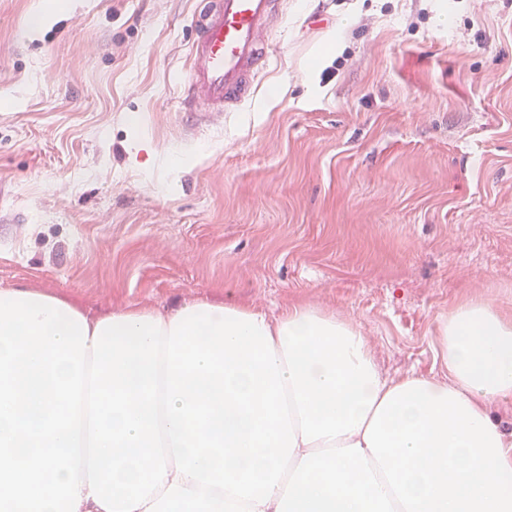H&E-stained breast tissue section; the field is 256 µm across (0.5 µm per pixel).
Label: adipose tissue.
<instances>
[{
    "label": "adipose tissue",
    "mask_w": 512,
    "mask_h": 512,
    "mask_svg": "<svg viewBox=\"0 0 512 512\" xmlns=\"http://www.w3.org/2000/svg\"><path fill=\"white\" fill-rule=\"evenodd\" d=\"M438 343L445 380L394 378L309 305L0 288V512H512V318L465 299Z\"/></svg>",
    "instance_id": "ef3b65f1"
}]
</instances>
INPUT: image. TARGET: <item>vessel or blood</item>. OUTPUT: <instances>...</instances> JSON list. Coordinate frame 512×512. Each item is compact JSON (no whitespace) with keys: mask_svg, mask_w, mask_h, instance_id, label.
<instances>
[{"mask_svg":"<svg viewBox=\"0 0 512 512\" xmlns=\"http://www.w3.org/2000/svg\"><path fill=\"white\" fill-rule=\"evenodd\" d=\"M281 0H208L195 24L196 37L183 87L185 103L204 86L213 107L234 112L249 99L269 65L262 39Z\"/></svg>","mask_w":512,"mask_h":512,"instance_id":"obj_1","label":"vessel or blood"}]
</instances>
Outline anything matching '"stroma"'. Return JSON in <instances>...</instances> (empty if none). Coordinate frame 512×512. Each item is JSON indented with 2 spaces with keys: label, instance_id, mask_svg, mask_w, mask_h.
<instances>
[{
  "label": "stroma",
  "instance_id": "obj_1",
  "mask_svg": "<svg viewBox=\"0 0 512 512\" xmlns=\"http://www.w3.org/2000/svg\"><path fill=\"white\" fill-rule=\"evenodd\" d=\"M46 2L0 0L1 288L310 305L392 376L512 315V0H285L237 112L179 105L207 0Z\"/></svg>",
  "mask_w": 512,
  "mask_h": 512
}]
</instances>
